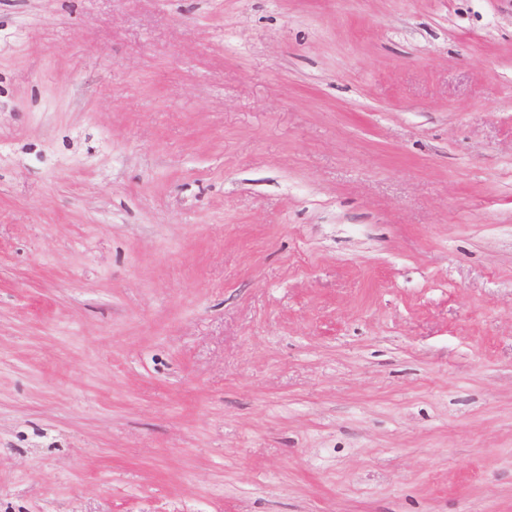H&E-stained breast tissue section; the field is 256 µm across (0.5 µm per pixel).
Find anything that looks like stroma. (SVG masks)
<instances>
[{"label":"stroma","mask_w":512,"mask_h":512,"mask_svg":"<svg viewBox=\"0 0 512 512\" xmlns=\"http://www.w3.org/2000/svg\"><path fill=\"white\" fill-rule=\"evenodd\" d=\"M0 512H512V0H0Z\"/></svg>","instance_id":"35a3bbf8"}]
</instances>
